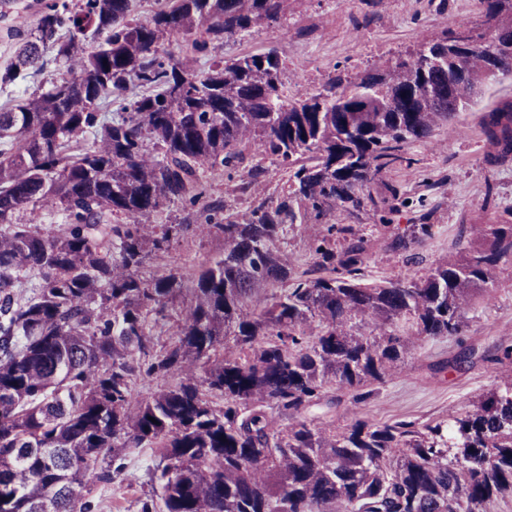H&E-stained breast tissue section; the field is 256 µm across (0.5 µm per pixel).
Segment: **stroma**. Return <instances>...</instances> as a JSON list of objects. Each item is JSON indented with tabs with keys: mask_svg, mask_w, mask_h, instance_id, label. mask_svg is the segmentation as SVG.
I'll return each instance as SVG.
<instances>
[{
	"mask_svg": "<svg viewBox=\"0 0 512 512\" xmlns=\"http://www.w3.org/2000/svg\"><path fill=\"white\" fill-rule=\"evenodd\" d=\"M54 0H14L0 7V72L14 60L19 44L29 37L41 14ZM481 0H288L283 26L262 28L250 36L226 39L208 54L195 55L193 66L203 70L212 59H231L277 48L285 59L283 76L288 98L323 90L337 74L355 75L381 69L423 38L440 36L464 20L481 27ZM512 105V75L490 81L470 110L435 128L430 138L410 145L407 162L387 169L370 188L376 201L394 200L389 222L379 214L358 217L332 213L289 229L275 247L296 275L316 269L319 243L339 251L340 238L329 236L328 225L352 224L367 249L363 279L379 283L425 274L439 262L456 257L463 242L492 224H512V152L502 153L487 137L486 113ZM248 164L217 168L204 177L201 206L221 204L225 212L246 207L253 196L278 198L289 191L288 169L268 165L250 192ZM428 232H421V225ZM224 251L220 231H181L168 252L158 254L141 271L143 279L181 269L193 274ZM468 326L458 336L424 337L412 323L397 327L409 344L404 358L383 382L363 389L328 386L310 405L308 420L336 429L355 419L372 423L410 421L418 424L448 420L464 411L479 395L503 387L505 367L498 359L512 346V259L496 268L494 288L475 294L464 309ZM461 359L448 369L447 361ZM159 459L154 448H134L114 461L117 474L109 484L89 483L83 499L90 512H164L160 491L152 480Z\"/></svg>",
	"mask_w": 512,
	"mask_h": 512,
	"instance_id": "1",
	"label": "stroma"
}]
</instances>
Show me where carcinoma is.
Returning a JSON list of instances; mask_svg holds the SVG:
<instances>
[{"mask_svg":"<svg viewBox=\"0 0 512 512\" xmlns=\"http://www.w3.org/2000/svg\"><path fill=\"white\" fill-rule=\"evenodd\" d=\"M158 3L145 20L134 0L51 9L0 76L11 83L39 67L48 48L61 63L47 92L0 108V512H83L88 481L112 482L103 463L130 448L159 449L165 512H487L512 490V380L446 424L356 419L331 432L304 412L324 386L381 383L403 359L399 334L357 333L365 318L411 320L432 338L462 333L472 292L512 256V224L484 230L488 249L466 246L423 276L379 284L363 283L366 248L349 224L329 226L342 251L317 247L324 276L296 277L273 242L310 216L363 208L369 184L406 161L407 146L477 103L469 82L490 59L512 74L500 38L512 0H484L483 30L457 25L471 40L451 55L447 31L294 101L275 49L204 71L168 49L205 54L279 23L288 0ZM127 93L130 110L102 121L100 103ZM486 127L512 146L511 112L489 113ZM241 145L288 166L291 191L199 224L224 234V253L192 281L177 342L146 369L184 379L135 402L148 317L164 316L185 288L172 272L140 277L180 230L149 218L174 200L196 205L201 177L235 166ZM45 208L64 216L63 232L34 227ZM114 212L128 223H105ZM27 272L40 282L22 300L12 288ZM273 282L288 288L258 295ZM208 390L224 394V407Z\"/></svg>","mask_w":512,"mask_h":512,"instance_id":"cac0c4a2","label":"carcinoma"}]
</instances>
